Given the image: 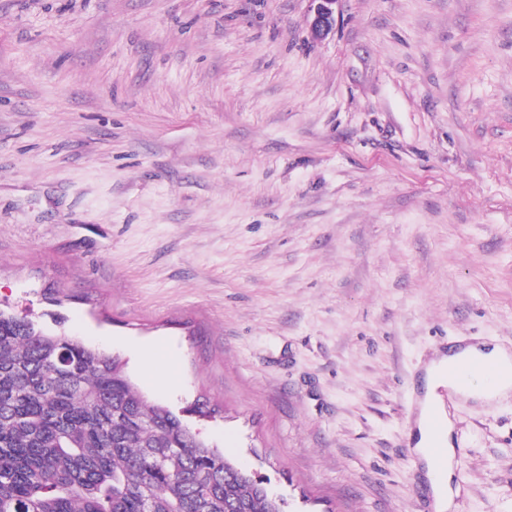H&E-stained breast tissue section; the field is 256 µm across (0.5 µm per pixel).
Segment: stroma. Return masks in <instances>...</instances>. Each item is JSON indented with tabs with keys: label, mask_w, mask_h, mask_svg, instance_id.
Masks as SVG:
<instances>
[{
	"label": "stroma",
	"mask_w": 512,
	"mask_h": 512,
	"mask_svg": "<svg viewBox=\"0 0 512 512\" xmlns=\"http://www.w3.org/2000/svg\"><path fill=\"white\" fill-rule=\"evenodd\" d=\"M312 15L0 0V312L113 355L283 512H418L417 371L512 347V0ZM450 412L453 512H512V398ZM314 4V14L310 23L315 38L329 35L335 23L336 4L340 0H310Z\"/></svg>",
	"instance_id": "1"
}]
</instances>
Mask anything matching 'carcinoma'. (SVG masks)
Instances as JSON below:
<instances>
[{"label":"carcinoma","instance_id":"carcinoma-1","mask_svg":"<svg viewBox=\"0 0 512 512\" xmlns=\"http://www.w3.org/2000/svg\"><path fill=\"white\" fill-rule=\"evenodd\" d=\"M113 356L0 312V512H273Z\"/></svg>","mask_w":512,"mask_h":512}]
</instances>
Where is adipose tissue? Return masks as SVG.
I'll return each mask as SVG.
<instances>
[{
	"label": "adipose tissue",
	"instance_id": "1",
	"mask_svg": "<svg viewBox=\"0 0 512 512\" xmlns=\"http://www.w3.org/2000/svg\"><path fill=\"white\" fill-rule=\"evenodd\" d=\"M512 358V353L502 346H488L484 341L463 342L449 352L435 353L434 357L426 362L422 368V395L418 400L419 412L414 421L413 427L409 430L408 436L413 444L412 451L418 458L421 467L431 487L446 485L447 494L434 495V512H452L457 495L456 490L451 487L452 470H438L430 454L434 441L426 432L425 417L430 412H444L443 392L451 388L452 382L448 379L444 368L446 365L459 362L464 359L491 360L505 362Z\"/></svg>",
	"mask_w": 512,
	"mask_h": 512
}]
</instances>
